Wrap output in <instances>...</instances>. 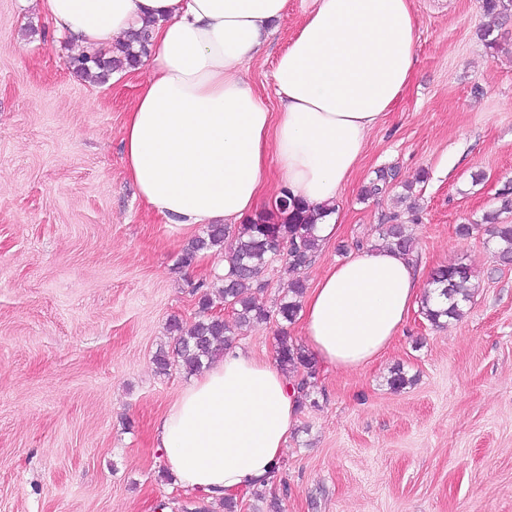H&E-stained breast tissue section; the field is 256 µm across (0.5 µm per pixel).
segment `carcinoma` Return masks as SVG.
<instances>
[{
  "mask_svg": "<svg viewBox=\"0 0 512 512\" xmlns=\"http://www.w3.org/2000/svg\"><path fill=\"white\" fill-rule=\"evenodd\" d=\"M483 10L488 15L505 16L512 12V0H483ZM150 24L128 37L118 48V54H83L74 59V67L85 75L104 78L112 70L136 63L139 54L150 45ZM395 174L392 170H380L376 178L364 190L367 196H379L386 192ZM501 205L483 215V223L494 240L495 256L503 263H512V224L499 223L501 213L512 210V188L500 193ZM275 212L270 216H259L246 224L232 228L224 224L207 227L203 235L192 239L183 250L181 264L193 265L198 255L215 248H224L231 240V248L224 266V276L216 279L199 300L198 319L189 327L173 318L169 330L174 333L175 344L170 351L159 349L154 363L159 373L172 370L192 374L202 369L210 360L226 350L232 343V325L222 322L213 314L215 303L233 310L235 322H265L271 312H276L285 325L276 337V360L283 369L302 367L306 375L293 383L298 393L299 406L316 404L312 399L311 379L316 377V365L309 354L289 336L286 324L292 323L301 308V298L307 290L306 281L298 271L314 262L320 249V239L315 233L320 213H312L296 202L288 193H283L274 204ZM380 235L386 246L406 255L413 254L414 238L408 225L398 221V215L390 217V223L381 227ZM282 257L281 273L288 281V292L276 304L275 310L267 308L263 296L267 284L259 274L268 261ZM472 269L467 265L444 266L432 273V285L447 303L434 306L430 298L421 305L422 313L435 326L443 325V319L461 318L463 303L471 298Z\"/></svg>",
  "mask_w": 512,
  "mask_h": 512,
  "instance_id": "obj_1",
  "label": "carcinoma"
}]
</instances>
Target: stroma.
Listing matches in <instances>:
<instances>
[{
	"label": "stroma",
	"mask_w": 512,
	"mask_h": 512,
	"mask_svg": "<svg viewBox=\"0 0 512 512\" xmlns=\"http://www.w3.org/2000/svg\"><path fill=\"white\" fill-rule=\"evenodd\" d=\"M412 3V76L303 276L315 284L356 247L381 246L397 214L424 273L465 264L475 288L461 319L437 327L411 310L380 360L320 368L271 490L282 512H512V265L478 228L512 187V16L491 26L482 0ZM302 20L289 0L244 69L267 101ZM78 53L32 0H0V512H193L202 494L173 483L154 442L190 377L158 374L153 357L170 318L195 321L216 255L181 267L188 236L126 175L121 130L146 70L93 80L73 69ZM389 167L397 182L363 198ZM460 224L476 230L460 238ZM279 327L235 326L233 345L274 359ZM398 367L411 383L394 391Z\"/></svg>",
	"instance_id": "obj_1"
}]
</instances>
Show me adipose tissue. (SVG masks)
Returning a JSON list of instances; mask_svg holds the SVG:
<instances>
[{
	"mask_svg": "<svg viewBox=\"0 0 512 512\" xmlns=\"http://www.w3.org/2000/svg\"><path fill=\"white\" fill-rule=\"evenodd\" d=\"M56 33L111 53L151 26L147 76L122 127L139 197L182 234L234 225L264 188L334 208L369 132L409 83L417 23L411 0H311L273 70L277 108L243 70L288 0H37ZM423 292L414 257L361 249L329 267L303 300V330L324 367L377 361ZM276 362L232 349L179 392L154 440L178 484L210 500L271 486L297 421Z\"/></svg>",
	"mask_w": 512,
	"mask_h": 512,
	"instance_id": "obj_1",
	"label": "adipose tissue"
}]
</instances>
